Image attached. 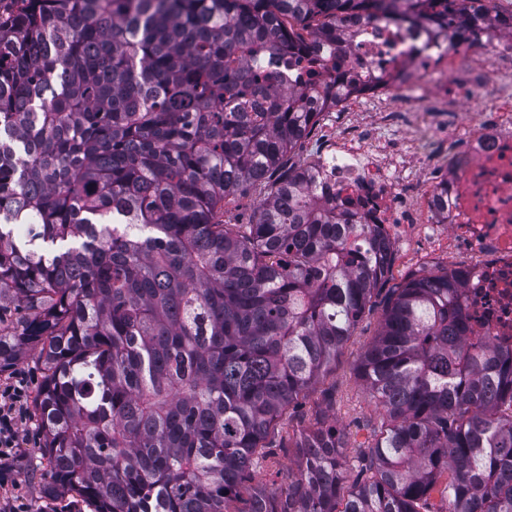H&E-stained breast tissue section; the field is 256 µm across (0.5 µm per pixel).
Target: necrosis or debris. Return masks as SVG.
<instances>
[{"instance_id": "necrosis-or-debris-1", "label": "necrosis or debris", "mask_w": 512, "mask_h": 512, "mask_svg": "<svg viewBox=\"0 0 512 512\" xmlns=\"http://www.w3.org/2000/svg\"><path fill=\"white\" fill-rule=\"evenodd\" d=\"M477 66L479 84L460 94L481 108L456 137L446 112L428 113L421 136L385 137L416 120L401 108L407 92L428 84L448 102L441 77ZM344 68L381 110L374 123L326 124L312 142L306 162L327 179L328 203L372 225L401 270L442 263L462 274L472 337L512 344V24L490 22L461 43L424 22L373 21L318 66L325 76Z\"/></svg>"}]
</instances>
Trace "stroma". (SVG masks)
<instances>
[{
  "label": "stroma",
  "mask_w": 512,
  "mask_h": 512,
  "mask_svg": "<svg viewBox=\"0 0 512 512\" xmlns=\"http://www.w3.org/2000/svg\"><path fill=\"white\" fill-rule=\"evenodd\" d=\"M385 294H378L375 306L359 321L355 332L329 374V382L336 385V402L324 408L319 389H311L300 398L296 409L284 419L277 437L283 440L280 448L271 449L259 457L251 477L240 488L237 499L228 505L230 512H245L254 489H263L268 495L279 496L295 470L296 451L289 448L300 432L309 430L316 423L319 413H326L343 434L340 453L344 460L354 461L362 445L367 444L370 430L368 423L375 415L374 403L356 380L352 366L362 350L376 336ZM37 451L27 447L19 449L12 458L0 461V512H91L87 503L76 497L47 499L41 494L44 481L36 469Z\"/></svg>",
  "instance_id": "35a3bbf8"
}]
</instances>
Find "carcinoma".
Listing matches in <instances>:
<instances>
[{
  "mask_svg": "<svg viewBox=\"0 0 512 512\" xmlns=\"http://www.w3.org/2000/svg\"><path fill=\"white\" fill-rule=\"evenodd\" d=\"M10 2L0 370L37 349L44 493L228 512L392 277L368 225L292 162L354 87L287 90L267 62L345 50L380 0ZM394 2L389 21H430L428 0ZM472 2L448 8L452 36L494 20ZM256 189L250 223H224ZM462 292L446 269L389 289L353 365L377 411L356 464L336 424L315 427L281 495L258 489L247 512H512V347L470 340Z\"/></svg>",
  "mask_w": 512,
  "mask_h": 512,
  "instance_id": "obj_1",
  "label": "carcinoma"
}]
</instances>
